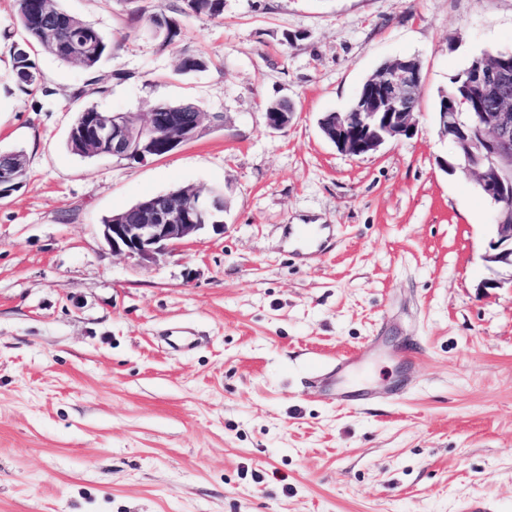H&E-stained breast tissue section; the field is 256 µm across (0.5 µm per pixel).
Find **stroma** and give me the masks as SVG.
Returning <instances> with one entry per match:
<instances>
[{"instance_id":"1","label":"stroma","mask_w":512,"mask_h":512,"mask_svg":"<svg viewBox=\"0 0 512 512\" xmlns=\"http://www.w3.org/2000/svg\"><path fill=\"white\" fill-rule=\"evenodd\" d=\"M179 4L58 0L111 52L92 72L39 55L24 93L0 0V152L27 155L0 197V512H512V284L484 285L494 208L447 171L435 115L473 56L512 51V0ZM190 54L205 69L179 73ZM405 56L416 134L338 151L320 117ZM278 99L295 112L275 132ZM156 102L224 121L142 162L67 150L82 109ZM180 186L223 192V234L113 254L102 219ZM299 224L326 230L315 252L291 247ZM363 346L352 408L319 378ZM185 8L184 14L207 15L218 18L224 12V0H182ZM146 23L155 34L164 36L165 40L171 41L180 34L176 20L162 13L150 15ZM294 108L287 100L270 102L265 108L266 125L274 131H281L288 127Z\"/></svg>"}]
</instances>
